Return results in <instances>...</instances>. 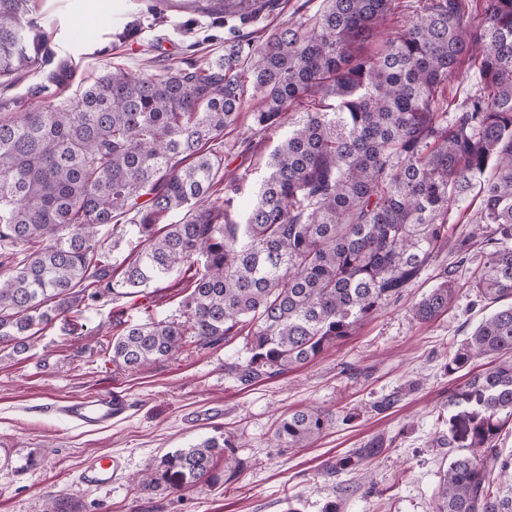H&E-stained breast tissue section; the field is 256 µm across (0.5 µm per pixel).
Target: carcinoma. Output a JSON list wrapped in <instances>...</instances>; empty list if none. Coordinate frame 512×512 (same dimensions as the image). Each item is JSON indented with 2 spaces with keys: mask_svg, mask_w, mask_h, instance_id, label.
<instances>
[{
  "mask_svg": "<svg viewBox=\"0 0 512 512\" xmlns=\"http://www.w3.org/2000/svg\"><path fill=\"white\" fill-rule=\"evenodd\" d=\"M33 0H0V85L43 60ZM224 19V55L154 74L104 71L73 105L0 119V346L16 354L43 327L107 298L190 273L180 315L123 322L112 364L140 370L236 336L244 383L315 361L397 302L449 244L448 206L479 188L486 261L470 285L500 307L450 352V457L434 512H512V0H323L252 38L278 0H206ZM401 29L390 26L400 16ZM481 87L448 118L460 65ZM282 130L248 210L245 176L224 171V131ZM301 113H296V110ZM173 211L176 223L161 224ZM140 239L120 276L102 227ZM443 269L413 306L438 319L457 293ZM329 414L296 410L273 433L304 448ZM231 437L151 462L139 483L173 493L215 484Z\"/></svg>",
  "mask_w": 512,
  "mask_h": 512,
  "instance_id": "obj_1",
  "label": "carcinoma"
}]
</instances>
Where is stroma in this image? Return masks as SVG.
Returning <instances> with one entry per match:
<instances>
[{
    "label": "stroma",
    "mask_w": 512,
    "mask_h": 512,
    "mask_svg": "<svg viewBox=\"0 0 512 512\" xmlns=\"http://www.w3.org/2000/svg\"><path fill=\"white\" fill-rule=\"evenodd\" d=\"M151 2L37 0L34 16L49 36L48 61L0 86V116L75 103L114 66L147 73L223 54V21L192 12L188 0H165L157 16ZM190 18L196 24L188 36L181 25ZM234 140L224 138L225 169L256 183L277 135L255 136L248 149ZM484 259L482 245L473 244L455 273L460 290L436 321L419 323L411 308L453 262L448 247L397 303L347 341L250 385L234 370L248 357L240 336L209 347L189 344L136 372L113 365L116 325L175 316L187 285L179 274L138 296L54 320L23 354L0 347V512H44L52 496L64 499L69 512H284L293 496L302 512H322L330 501L343 512H433L448 464L447 448L434 440L437 416L448 410V354L491 312L467 287ZM107 392L124 395L128 404L111 425L86 426L54 411ZM386 397L393 405L375 411ZM302 407L331 414L325 433L305 448L270 447L278 420ZM219 432L238 442L220 462L234 472L232 482L181 493L134 486L149 462ZM376 439L382 447L370 449ZM30 453L37 465L16 472L15 459ZM110 453L123 463L111 487L80 486L85 462Z\"/></svg>",
    "instance_id": "obj_1"
}]
</instances>
